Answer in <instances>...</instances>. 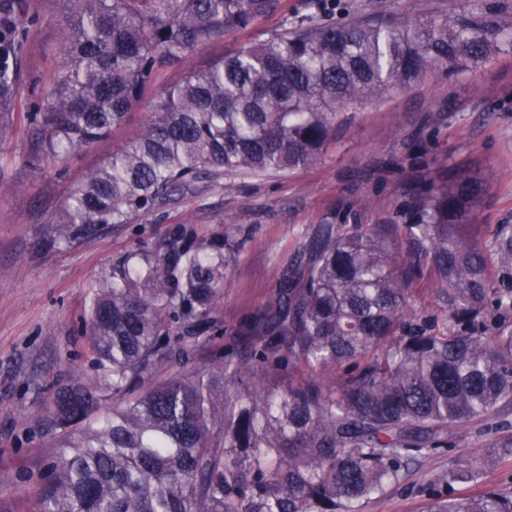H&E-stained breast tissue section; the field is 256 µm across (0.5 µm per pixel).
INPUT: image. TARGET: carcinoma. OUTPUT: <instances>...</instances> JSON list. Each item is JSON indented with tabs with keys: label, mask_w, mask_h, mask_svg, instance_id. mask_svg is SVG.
Wrapping results in <instances>:
<instances>
[{
	"label": "carcinoma",
	"mask_w": 512,
	"mask_h": 512,
	"mask_svg": "<svg viewBox=\"0 0 512 512\" xmlns=\"http://www.w3.org/2000/svg\"><path fill=\"white\" fill-rule=\"evenodd\" d=\"M67 36L42 99L26 113L35 163L121 126L158 70L196 46L247 29L277 0H63ZM25 0H0V119L20 111ZM512 45L474 0L464 18L413 24L380 11L362 21L285 22L264 41L168 87L125 147L88 173L52 221L70 245L131 224L203 178L320 164L365 102L484 60ZM484 179L466 170L413 192L409 222L319 224L278 288L235 336L245 349L201 371L221 331L224 280L240 243L185 224L133 249L100 277L85 314L95 374L54 394L43 427L59 455L41 512H357L410 463L480 422L507 454L512 425V224L480 241ZM411 249L397 262L395 240ZM430 270L437 316L407 311ZM315 379L261 380L283 367ZM335 375L328 388L319 378ZM112 410L99 413L102 403ZM480 483L465 460L426 512H512V492Z\"/></svg>",
	"instance_id": "cac0c4a2"
}]
</instances>
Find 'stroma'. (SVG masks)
<instances>
[{"label": "stroma", "mask_w": 512, "mask_h": 512, "mask_svg": "<svg viewBox=\"0 0 512 512\" xmlns=\"http://www.w3.org/2000/svg\"><path fill=\"white\" fill-rule=\"evenodd\" d=\"M31 14L20 62L23 107L38 102L65 40L62 0H27ZM413 23L466 16L472 0H338L330 21L370 17L376 10ZM313 0H278L254 26L195 47L160 69L127 121L94 144L33 168L35 136L24 117L0 126V512H38L41 478L59 453L39 420L60 386L93 376L79 318L102 275L139 243L176 225L206 238L228 228L245 247L227 273L218 310L230 334L278 286L297 248L316 225L404 224L411 188L445 169L487 181L470 236L512 224V47L500 44L483 62L457 73L436 66L415 83L371 101L348 120L318 166L235 177L236 188L204 180L162 209L70 247L48 248L51 223L90 169L116 152L149 116L151 103L190 72L263 41L287 20L314 15ZM454 448L405 469L363 512H425L437 480L455 459L477 463L486 484L512 491V457L495 454L480 424L453 434Z\"/></svg>", "instance_id": "1"}]
</instances>
